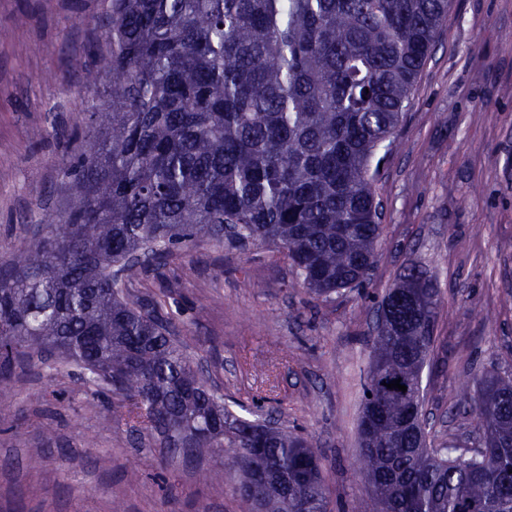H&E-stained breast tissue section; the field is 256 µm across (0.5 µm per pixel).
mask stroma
Masks as SVG:
<instances>
[{
    "label": "stroma",
    "mask_w": 512,
    "mask_h": 512,
    "mask_svg": "<svg viewBox=\"0 0 512 512\" xmlns=\"http://www.w3.org/2000/svg\"><path fill=\"white\" fill-rule=\"evenodd\" d=\"M109 0H0V253L46 235L72 203L68 166L104 90L82 91ZM376 194L363 285L324 299L273 246L199 241L132 286L155 296L207 384L247 419L310 439L332 512H379L355 464L378 308L410 265L440 290L423 412L437 441L474 446L475 377L512 374V0H449ZM192 275H182V267ZM119 398L57 359L0 393V512H236L229 457H168L112 414ZM42 463L30 467L29 461Z\"/></svg>",
    "instance_id": "1"
}]
</instances>
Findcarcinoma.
<instances>
[{
    "label": "carcinoma",
    "mask_w": 512,
    "mask_h": 512,
    "mask_svg": "<svg viewBox=\"0 0 512 512\" xmlns=\"http://www.w3.org/2000/svg\"><path fill=\"white\" fill-rule=\"evenodd\" d=\"M448 0H110L107 80L74 199L35 249L0 261V388L58 356L121 398L175 456L230 452L238 512H330L313 445L233 415L129 288L196 239L284 249L318 296L362 285L374 181ZM441 309L416 265L385 295L364 384L358 470L380 512H512V377L475 380L480 447L429 442L420 378ZM407 386L389 389L393 380Z\"/></svg>",
    "instance_id": "carcinoma-1"
}]
</instances>
